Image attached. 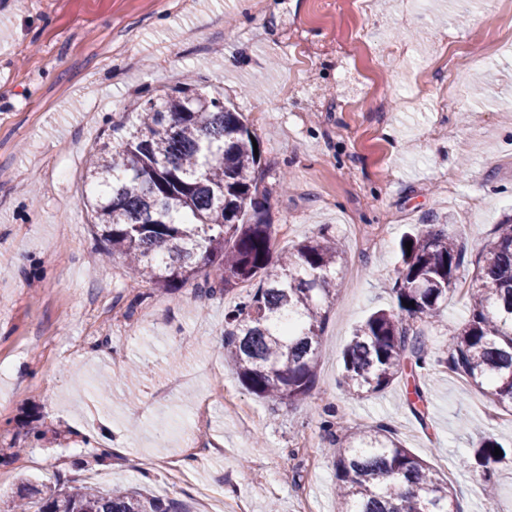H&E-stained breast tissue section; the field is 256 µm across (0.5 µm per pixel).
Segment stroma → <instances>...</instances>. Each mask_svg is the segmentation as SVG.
I'll return each mask as SVG.
<instances>
[{"mask_svg":"<svg viewBox=\"0 0 512 512\" xmlns=\"http://www.w3.org/2000/svg\"><path fill=\"white\" fill-rule=\"evenodd\" d=\"M188 74L262 144L275 252L324 233L344 253L314 394L289 408L224 361V314L245 289L165 292L94 246L90 149ZM508 215L512 0H0V512L23 485L88 482L187 512L204 489L224 512H340L332 417L386 425L461 512H512V458L492 500L462 465L485 438L512 445V414L442 367L378 394L342 385L354 327L396 307L401 239L437 224L472 260ZM468 314L459 288L423 324L434 356Z\"/></svg>","mask_w":512,"mask_h":512,"instance_id":"obj_1","label":"stroma"}]
</instances>
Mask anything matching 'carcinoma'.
Returning <instances> with one entry per match:
<instances>
[{
	"label": "carcinoma",
	"instance_id": "obj_1",
	"mask_svg": "<svg viewBox=\"0 0 512 512\" xmlns=\"http://www.w3.org/2000/svg\"><path fill=\"white\" fill-rule=\"evenodd\" d=\"M117 145L88 159L86 203L103 255L127 261L133 277L165 291L193 284L203 299L255 282L224 315V361L259 398L285 407L313 395L320 337L342 251L326 235L273 256L271 192L263 185V150L233 104L191 83L149 98L112 124ZM404 241L391 286L400 315L379 310L358 325L344 355V384L383 392L431 364L417 322L440 316L467 264L463 246L426 224ZM220 276L197 282L203 267ZM468 319L453 329L437 365L488 386L490 401L512 412V217L494 229L469 284ZM414 302L412 306L405 303ZM336 495L341 512H461L444 480L382 425L337 435ZM499 443L483 442L474 464L490 477ZM39 512H184L175 499L133 489L74 485L40 498Z\"/></svg>",
	"mask_w": 512,
	"mask_h": 512
}]
</instances>
